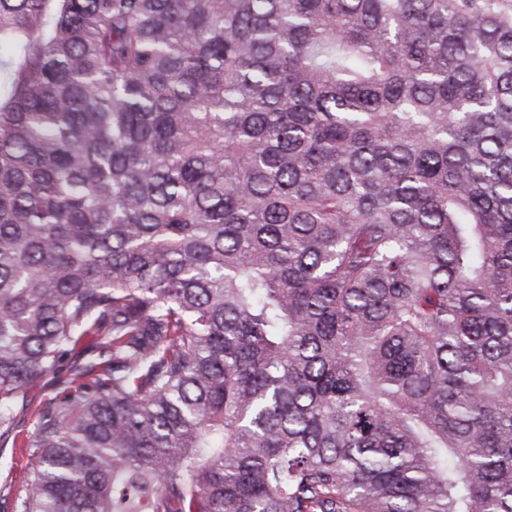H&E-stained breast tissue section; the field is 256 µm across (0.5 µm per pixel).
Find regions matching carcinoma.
Masks as SVG:
<instances>
[{
	"label": "carcinoma",
	"mask_w": 512,
	"mask_h": 512,
	"mask_svg": "<svg viewBox=\"0 0 512 512\" xmlns=\"http://www.w3.org/2000/svg\"><path fill=\"white\" fill-rule=\"evenodd\" d=\"M18 408L14 512H512V0H0Z\"/></svg>",
	"instance_id": "1"
}]
</instances>
